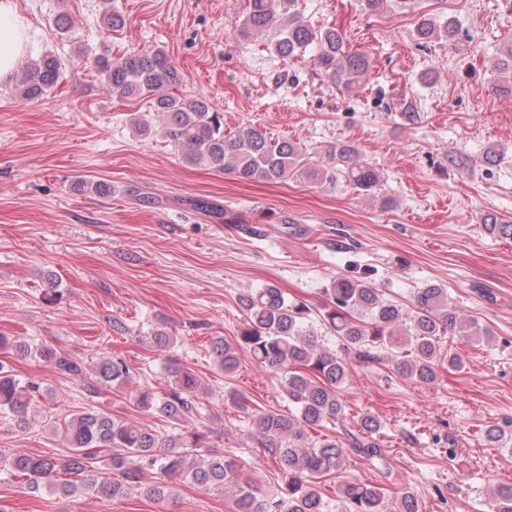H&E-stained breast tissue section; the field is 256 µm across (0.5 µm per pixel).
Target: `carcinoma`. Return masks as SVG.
<instances>
[{"label": "carcinoma", "instance_id": "cac0c4a2", "mask_svg": "<svg viewBox=\"0 0 512 512\" xmlns=\"http://www.w3.org/2000/svg\"><path fill=\"white\" fill-rule=\"evenodd\" d=\"M240 32L255 38L272 54L293 58L308 47L316 48L314 64L334 86L348 91L368 73L370 57L350 50L343 30L334 26L315 28L306 19L302 0H248ZM458 24L451 15L422 14L415 27L418 40L452 43ZM104 79L103 90L116 99L141 98L165 119V133L183 159L194 165L231 173L242 181L278 183L291 179L331 186L338 182L357 194L375 195L380 173L359 160V148L351 141H338L327 150V161L318 162L308 150L290 141H273L261 130L243 126L234 135L224 134V117L211 110L200 97L187 100L172 89L181 74L165 51H131L112 57L108 47L95 58ZM497 70L508 75L512 92V43L502 50ZM63 65L53 54L19 62L13 74L14 91L36 102L61 81ZM192 205L212 219L224 222V205L194 199ZM496 237L512 239V221L496 216L484 224ZM326 303L312 318L303 300L288 299L273 284L241 296L245 321L234 341L212 340L211 354L224 374L240 366L239 353L247 354L260 369L275 378L295 412L283 415L261 412L253 415L255 435L261 447L275 458L284 482L265 495L241 479L245 462L205 448L199 432L166 433L145 428L128 419H117L89 407L62 417L42 416V428L63 437L68 455H35L24 448L0 454V470L22 479L26 493L46 489L60 498L98 496L124 497L138 490L149 498L175 496L180 483L233 495L234 512H420L418 500L404 493L397 508L390 509L383 488L364 481H343L334 496L324 498L320 479L338 471L346 450L366 460L382 455L376 438L380 421L369 413L349 416L339 391L350 374L348 355L372 363L386 357L402 379L420 385L435 383L444 368L458 370L462 359L444 348L448 336L468 340L493 338V331L477 319L464 317L448 295V289L430 284L413 292L402 304L383 296L367 279L337 275L324 289ZM333 336L339 348L325 344ZM177 337L159 328L150 343L166 351ZM19 356L34 355L60 372L84 377L83 361L46 346L32 347L17 337L0 336V349ZM168 392L158 396L148 386L139 388L140 408L168 420H180L196 410L201 382L196 372L171 357L165 364ZM97 384L120 388L130 379L125 361L116 356L97 363ZM40 386L21 379L0 360V414L16 429L34 427L29 408ZM332 422L345 438H319L318 429ZM195 448L190 455L187 449ZM109 452L114 480L97 466L99 453ZM156 472V481H145ZM493 512H512V484L500 483L492 491Z\"/></svg>", "mask_w": 512, "mask_h": 512}]
</instances>
